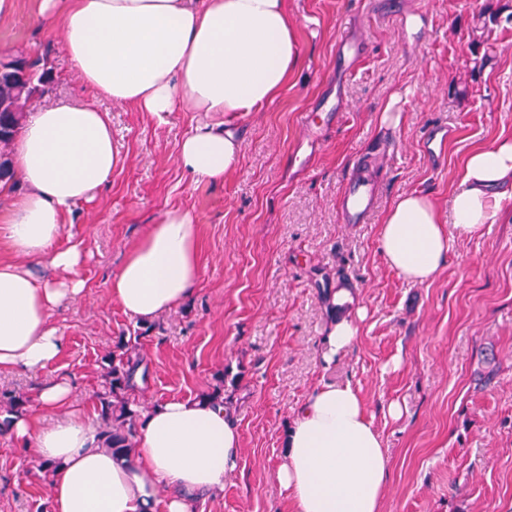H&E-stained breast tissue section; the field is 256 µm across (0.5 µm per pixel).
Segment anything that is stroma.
Segmentation results:
<instances>
[{
    "label": "stroma",
    "mask_w": 512,
    "mask_h": 512,
    "mask_svg": "<svg viewBox=\"0 0 512 512\" xmlns=\"http://www.w3.org/2000/svg\"><path fill=\"white\" fill-rule=\"evenodd\" d=\"M354 2L288 0L299 66L278 96L240 119L239 164L220 184L191 183L179 163L198 113L159 120L100 98L61 34L37 20L39 0H14L0 14V56H46L43 103L108 112L120 153L111 181L63 228V240L84 243L85 288L53 315L62 358L38 372L1 373L0 392L24 394L32 411L41 387L63 377L96 418L106 356L139 326L113 302L110 277L148 226L177 208L200 226L201 276L140 340L149 374L136 397L150 407L223 385L241 434L239 462L223 495L200 497L198 512H291L277 478L283 441L320 382L352 384L367 402L387 462L382 512H512V187L499 223L454 237L427 284L405 282L377 247L396 196L427 194L448 215L467 154L512 138V0H368L362 11ZM484 10L498 23L478 24ZM412 14L422 25L401 36L396 18ZM346 27L367 44L349 70L336 55ZM395 94L404 121L379 126ZM333 99L341 124L307 135L300 113ZM439 124L455 136L435 166L424 140ZM355 163L380 189L365 223L343 224L342 182ZM340 279L356 284L366 317L358 342L326 363V297ZM48 507L49 485L28 448L0 433V512Z\"/></svg>",
    "instance_id": "stroma-1"
}]
</instances>
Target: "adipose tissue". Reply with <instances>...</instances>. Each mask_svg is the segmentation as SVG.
Here are the masks:
<instances>
[{
    "label": "adipose tissue",
    "mask_w": 512,
    "mask_h": 512,
    "mask_svg": "<svg viewBox=\"0 0 512 512\" xmlns=\"http://www.w3.org/2000/svg\"><path fill=\"white\" fill-rule=\"evenodd\" d=\"M82 80L100 96L156 118L204 119L179 146L194 182L220 183L241 154L239 118L276 97L299 64L288 0H40ZM120 161L108 113L55 103L28 117L15 142L21 193L0 185V372H30L60 359L54 311L84 290V246H60L65 217L112 178ZM512 185V140L474 149L445 226L426 195H399L385 211L378 249L403 280L431 281L448 253L449 228L497 223ZM198 226L169 209L124 254L109 283L123 311L149 321L189 298L200 277ZM360 337L357 318L337 312L323 343L334 358ZM11 431L51 470L52 512H195L199 496L224 491L241 436L222 400H168L147 414L129 456L96 444L66 379L43 386L34 412ZM278 479L292 512H381L387 464L366 401L352 385L316 384L296 409Z\"/></svg>",
    "instance_id": "obj_1"
}]
</instances>
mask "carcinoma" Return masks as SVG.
Here are the masks:
<instances>
[{
    "mask_svg": "<svg viewBox=\"0 0 512 512\" xmlns=\"http://www.w3.org/2000/svg\"><path fill=\"white\" fill-rule=\"evenodd\" d=\"M49 84L47 58L20 53L0 61V182L14 178V163L9 147L23 125L29 108L46 92ZM152 329L134 331L133 340L119 339L107 356L105 382L97 394L98 443L114 453L135 447L144 407L130 398L134 374L144 359L132 341L140 340ZM27 397L16 393H0V431L9 425L10 417L25 411Z\"/></svg>",
    "mask_w": 512,
    "mask_h": 512,
    "instance_id": "cac0c4a2",
    "label": "carcinoma"
}]
</instances>
